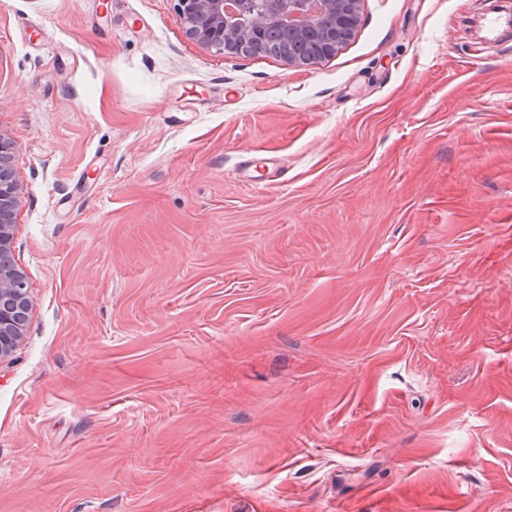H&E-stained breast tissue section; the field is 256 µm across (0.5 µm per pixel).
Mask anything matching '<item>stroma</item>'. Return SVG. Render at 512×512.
Instances as JSON below:
<instances>
[{"instance_id":"1","label":"stroma","mask_w":512,"mask_h":512,"mask_svg":"<svg viewBox=\"0 0 512 512\" xmlns=\"http://www.w3.org/2000/svg\"><path fill=\"white\" fill-rule=\"evenodd\" d=\"M503 7L362 0L290 68L174 0H0V512H512ZM11 145L0 134V361L20 346L28 321L30 300L27 280L11 255L13 219L20 188L11 165Z\"/></svg>"}]
</instances>
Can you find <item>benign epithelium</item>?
Listing matches in <instances>:
<instances>
[{"label":"benign epithelium","mask_w":512,"mask_h":512,"mask_svg":"<svg viewBox=\"0 0 512 512\" xmlns=\"http://www.w3.org/2000/svg\"><path fill=\"white\" fill-rule=\"evenodd\" d=\"M361 0H176L175 11L185 35L200 49L236 53L258 42L275 24L312 43V54L290 50L280 59L290 68L315 65L333 56L357 28ZM20 188L11 165V145L0 133V361L20 346L28 321L27 280L11 255L13 219Z\"/></svg>","instance_id":"obj_1"}]
</instances>
